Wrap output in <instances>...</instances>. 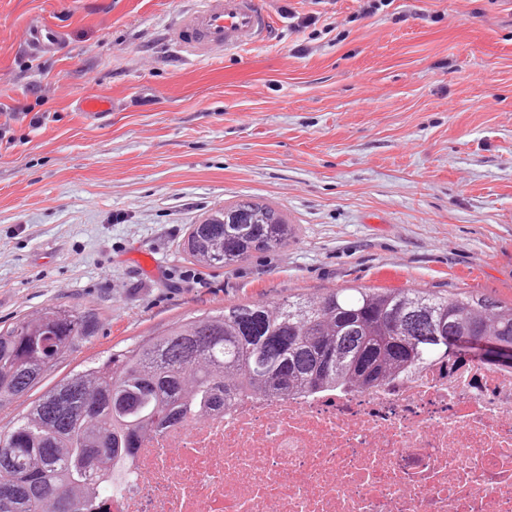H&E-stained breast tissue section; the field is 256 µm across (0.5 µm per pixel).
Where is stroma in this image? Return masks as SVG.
<instances>
[{
	"instance_id": "obj_1",
	"label": "stroma",
	"mask_w": 512,
	"mask_h": 512,
	"mask_svg": "<svg viewBox=\"0 0 512 512\" xmlns=\"http://www.w3.org/2000/svg\"><path fill=\"white\" fill-rule=\"evenodd\" d=\"M195 0H0V327L61 305L112 346L241 300L329 288L512 304V0H262L277 35L193 63ZM315 17L295 29L286 8ZM63 32L36 51L32 20ZM108 96L101 121L76 109ZM252 199L295 232L233 271L181 244Z\"/></svg>"
}]
</instances>
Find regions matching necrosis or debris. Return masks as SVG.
<instances>
[{
    "label": "necrosis or debris",
    "mask_w": 512,
    "mask_h": 512,
    "mask_svg": "<svg viewBox=\"0 0 512 512\" xmlns=\"http://www.w3.org/2000/svg\"><path fill=\"white\" fill-rule=\"evenodd\" d=\"M94 512H512V369L239 396L141 440Z\"/></svg>",
    "instance_id": "4bbe7bcc"
}]
</instances>
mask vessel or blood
Listing matches in <instances>:
<instances>
[{
  "label": "vessel or blood",
  "mask_w": 512,
  "mask_h": 512,
  "mask_svg": "<svg viewBox=\"0 0 512 512\" xmlns=\"http://www.w3.org/2000/svg\"><path fill=\"white\" fill-rule=\"evenodd\" d=\"M273 25L261 0H198L175 24L171 39L193 60H210L265 42Z\"/></svg>",
  "instance_id": "obj_1"
}]
</instances>
